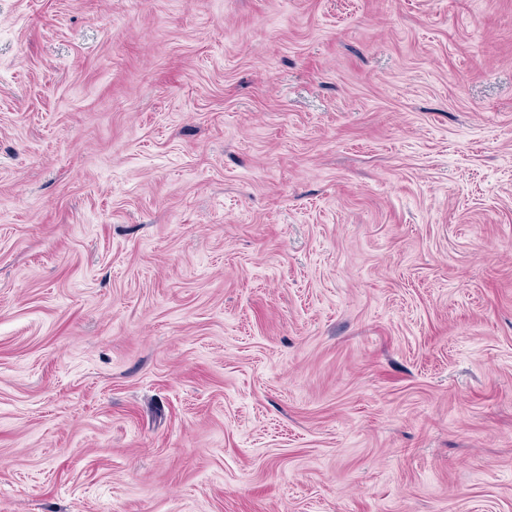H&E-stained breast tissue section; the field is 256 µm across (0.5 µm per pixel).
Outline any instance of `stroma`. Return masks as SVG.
<instances>
[{
    "instance_id": "35a3bbf8",
    "label": "stroma",
    "mask_w": 512,
    "mask_h": 512,
    "mask_svg": "<svg viewBox=\"0 0 512 512\" xmlns=\"http://www.w3.org/2000/svg\"><path fill=\"white\" fill-rule=\"evenodd\" d=\"M0 512H512V0H0Z\"/></svg>"
}]
</instances>
